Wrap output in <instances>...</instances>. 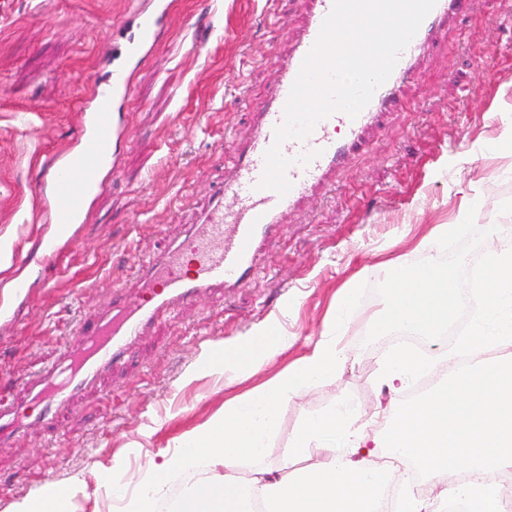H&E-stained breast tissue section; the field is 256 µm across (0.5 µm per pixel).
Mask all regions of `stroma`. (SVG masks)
Here are the masks:
<instances>
[{
	"label": "stroma",
	"instance_id": "obj_1",
	"mask_svg": "<svg viewBox=\"0 0 512 512\" xmlns=\"http://www.w3.org/2000/svg\"><path fill=\"white\" fill-rule=\"evenodd\" d=\"M151 2L15 0L12 17L0 21V243H18L29 258H0L10 319L0 326V393L20 396V382L57 359L90 314L82 293L109 299L140 242L157 250L197 223L306 21L301 0H173L159 45L135 65L119 107L125 136L113 148L116 166L59 265L40 268L36 249L52 232L48 200L36 193L43 165L75 144L79 110L112 68L106 45L124 51L136 11ZM498 11L497 0H471L424 51L370 141L320 195L283 215L242 287L164 314L52 425L0 443V512L76 477L71 512H103L92 470L129 473L173 452L223 413L225 400L310 354L331 330L340 289L379 284L381 260L424 259L420 239L465 217L472 200L483 203L475 210L481 229L512 212V156L492 149L512 133V20ZM275 16L285 27L271 26ZM19 275L32 282L23 299L12 294ZM382 304L375 293L364 297L341 329L344 364L282 405L265 457L243 475L279 468L308 417L343 403L368 411L398 403L378 379L388 337L363 342ZM275 323L291 339L288 351L230 386L210 372L213 344L248 342Z\"/></svg>",
	"mask_w": 512,
	"mask_h": 512
}]
</instances>
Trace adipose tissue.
Listing matches in <instances>:
<instances>
[{
  "instance_id": "ef3b65f1",
  "label": "adipose tissue",
  "mask_w": 512,
  "mask_h": 512,
  "mask_svg": "<svg viewBox=\"0 0 512 512\" xmlns=\"http://www.w3.org/2000/svg\"><path fill=\"white\" fill-rule=\"evenodd\" d=\"M485 265L480 317L461 342L472 360L448 363L439 385L385 411L379 448L393 449L397 460L416 461L430 479L428 490L408 494L399 512H437L444 497L470 503L471 512H499L498 490L486 476L512 469V360H485L480 353L512 338V224L494 225ZM289 344L277 325H268L256 341L225 350L213 371L233 382ZM345 360L339 340L322 337L283 372L225 401L223 415L184 436L179 452L138 474L140 490L123 512H154L170 475L203 460L223 464V473L197 480L176 512H376L384 479L373 462L378 448H370L361 414L345 403L297 428L278 472L258 470L247 479L240 474L243 461L265 454L281 405L334 376ZM425 365L420 354L397 350L382 361L380 377L400 392ZM298 459L302 467L291 468ZM459 472L468 473V481L449 484Z\"/></svg>"
}]
</instances>
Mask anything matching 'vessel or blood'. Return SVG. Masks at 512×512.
Masks as SVG:
<instances>
[{
    "label": "vessel or blood",
    "instance_id": "vessel-or-blood-1",
    "mask_svg": "<svg viewBox=\"0 0 512 512\" xmlns=\"http://www.w3.org/2000/svg\"><path fill=\"white\" fill-rule=\"evenodd\" d=\"M333 2L306 0L307 24L282 63L252 137L239 152L231 175L213 197L202 222L188 225L164 251L145 258L133 257L131 275L113 287L111 298L91 301L90 317L67 339L59 359L26 380L27 405L0 400V438L50 423L73 396L123 363L130 347L148 333L162 312L241 285L283 213L322 190L346 154L365 143L369 130L402 96L424 45L439 29L448 28L468 0H436L390 77L375 90L357 117L336 112L319 120L306 139L277 141L276 130L285 120L291 87ZM168 11L167 0H159L153 12L140 15L129 57H137L158 43ZM130 91L126 72L113 71L111 92H93L81 108L84 146L49 161L48 178L40 190L52 200L54 240L42 245L40 265L52 266L59 261L58 242L73 240L74 226L91 196L103 188L102 174L108 163L99 148L120 138L121 127L114 110ZM275 145L291 161L286 171L291 188L283 195L261 185L266 152ZM308 152L313 155L312 161L299 164V157ZM229 196L238 201L235 209L225 207Z\"/></svg>",
    "mask_w": 512,
    "mask_h": 512
}]
</instances>
